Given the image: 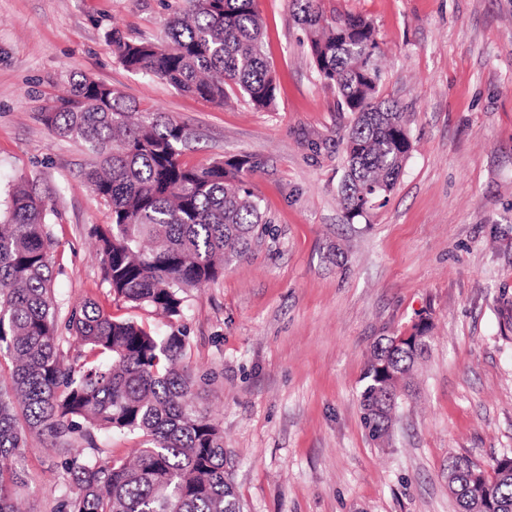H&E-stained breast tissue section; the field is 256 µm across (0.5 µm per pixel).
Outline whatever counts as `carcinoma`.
<instances>
[{"instance_id": "carcinoma-1", "label": "carcinoma", "mask_w": 512, "mask_h": 512, "mask_svg": "<svg viewBox=\"0 0 512 512\" xmlns=\"http://www.w3.org/2000/svg\"><path fill=\"white\" fill-rule=\"evenodd\" d=\"M289 6L320 78L354 115L340 194L349 218L364 217L394 190L412 148L399 106L379 99L376 30L351 13H327L321 0ZM167 29L164 44L112 33L119 63L215 105L239 96L257 110L274 105L256 0H186ZM66 85L37 118L95 157L85 179L107 208L108 222L93 229L103 281L113 301L151 309L169 331L115 317L88 298L66 319L74 348L65 354L52 288L54 209L36 183L17 184L0 208V374L10 381L0 387V512H17L23 479L16 457L27 431L51 439L77 486L59 512H242L226 481L224 433L196 406L182 366L188 341L179 321L186 289L216 281L269 233L245 177L253 165L237 158L191 166L182 160L186 126L174 117L83 74ZM430 344L411 351L386 336L371 350L360 408L372 440L385 441L395 420L383 409L385 393L410 387ZM96 431L142 442L120 456L96 444ZM77 437L86 452H73ZM448 471L459 512H472L477 480L494 486L490 512H512V456L486 467L452 456Z\"/></svg>"}]
</instances>
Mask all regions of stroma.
<instances>
[{"label": "stroma", "mask_w": 512, "mask_h": 512, "mask_svg": "<svg viewBox=\"0 0 512 512\" xmlns=\"http://www.w3.org/2000/svg\"><path fill=\"white\" fill-rule=\"evenodd\" d=\"M178 0H0V203L20 179L55 210L60 314L111 302L93 252L107 209L74 141L36 114L84 73L192 134V165L249 158L270 234L186 294L185 366L224 431L244 512H457L448 457L512 455V0H324L369 19L380 95L405 109L413 148L386 202L339 203L352 124L319 77L288 0H256L277 99L219 107L131 72L112 35L165 39ZM430 316L433 343L400 400L388 444L359 406L373 345ZM23 512H57L73 488L44 437L18 459Z\"/></svg>", "instance_id": "obj_1"}]
</instances>
